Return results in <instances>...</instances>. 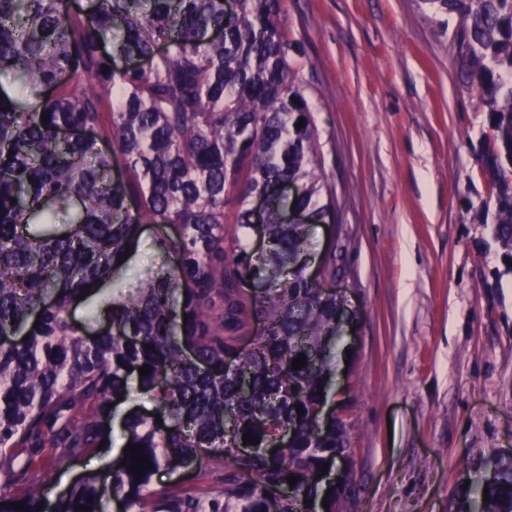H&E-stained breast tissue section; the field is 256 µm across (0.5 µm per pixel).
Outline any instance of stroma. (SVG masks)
Returning <instances> with one entry per match:
<instances>
[{
	"instance_id": "35a3bbf8",
	"label": "stroma",
	"mask_w": 512,
	"mask_h": 512,
	"mask_svg": "<svg viewBox=\"0 0 512 512\" xmlns=\"http://www.w3.org/2000/svg\"><path fill=\"white\" fill-rule=\"evenodd\" d=\"M291 67L318 130L336 225L307 275L346 302L352 494L343 512H451L512 453V258L474 221L488 119L455 63L457 18L418 0H283ZM104 450L53 468V493L106 475Z\"/></svg>"
}]
</instances>
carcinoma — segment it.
<instances>
[{
  "mask_svg": "<svg viewBox=\"0 0 512 512\" xmlns=\"http://www.w3.org/2000/svg\"><path fill=\"white\" fill-rule=\"evenodd\" d=\"M281 2L237 0L228 13L224 0H0V74L14 85H0V336H25L0 344V485L25 487L1 493L0 512H101L98 475L52 501L35 456L49 442L65 448L60 467L101 446L109 404L128 399L134 375L154 409L121 420L122 448L150 460L137 478L120 454L110 493L128 512H268L282 488L278 512H336L348 497L350 484L319 479L350 451L344 421L327 429L318 416L333 394L344 304L305 275L308 227L336 224V198L291 77ZM423 2L459 19L456 63L490 118L478 164L493 205L476 216L493 218L511 250L512 0ZM283 182L299 186L292 206L306 223L281 222L272 188ZM262 193L257 224L249 204ZM147 222L162 261L126 295L124 255ZM231 222L239 233L228 237ZM257 231L260 252L246 242ZM104 282L112 299L97 305L112 324L90 336L70 306ZM255 323L263 335L228 365ZM301 353L305 365L291 369ZM283 432L288 447L268 453ZM202 449L214 462L208 487H152L160 467L199 464ZM485 486L486 500L481 488L460 491L457 512L476 498L482 512H512V461H496Z\"/></svg>",
  "mask_w": 512,
  "mask_h": 512,
  "instance_id": "obj_1",
  "label": "carcinoma"
}]
</instances>
